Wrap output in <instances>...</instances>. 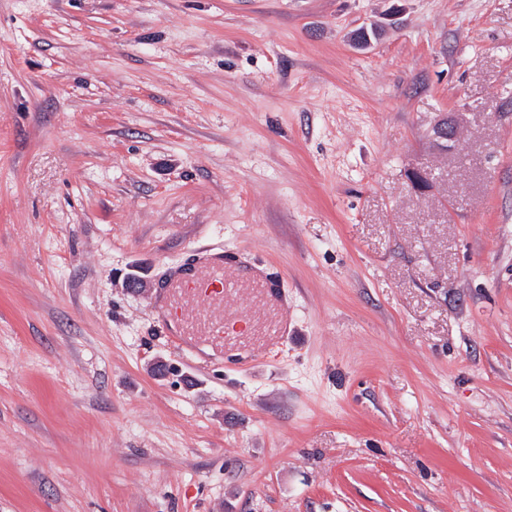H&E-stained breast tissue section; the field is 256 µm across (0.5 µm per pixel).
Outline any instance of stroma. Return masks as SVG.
I'll return each instance as SVG.
<instances>
[{
    "mask_svg": "<svg viewBox=\"0 0 512 512\" xmlns=\"http://www.w3.org/2000/svg\"><path fill=\"white\" fill-rule=\"evenodd\" d=\"M201 247L249 370L161 337ZM0 512H512V0H0ZM459 123L458 118H442L433 126L432 136L438 147L448 149L456 139ZM250 322L255 328L253 332L257 334L256 336H260L268 344L282 345L288 342L287 327L260 313V310L252 315Z\"/></svg>",
    "mask_w": 512,
    "mask_h": 512,
    "instance_id": "35a3bbf8",
    "label": "stroma"
}]
</instances>
